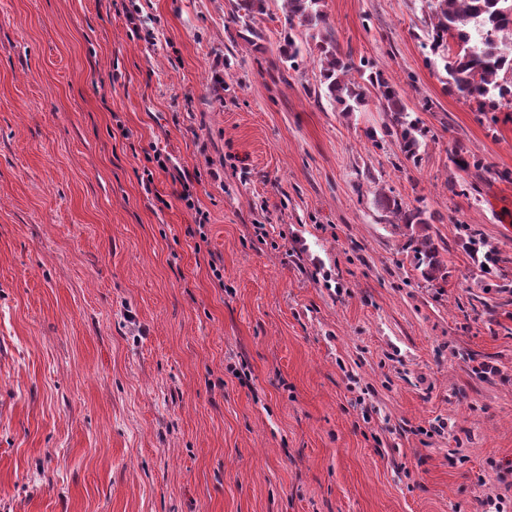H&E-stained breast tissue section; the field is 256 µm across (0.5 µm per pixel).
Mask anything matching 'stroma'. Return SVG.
Instances as JSON below:
<instances>
[{
  "instance_id": "35a3bbf8",
  "label": "stroma",
  "mask_w": 512,
  "mask_h": 512,
  "mask_svg": "<svg viewBox=\"0 0 512 512\" xmlns=\"http://www.w3.org/2000/svg\"><path fill=\"white\" fill-rule=\"evenodd\" d=\"M234 4L0 0V512H512V112L448 94L423 0H324L428 131L399 162L281 74L283 0L262 52ZM377 203L389 213L394 214L397 217L398 222L406 224L405 226H411L412 224H430V217H426V211L420 207L410 205L396 199V197H390L383 194ZM412 243H415L412 248L415 267L421 269V274L426 279H436V273H440L439 249L448 250V244L443 242L444 246L442 247L435 243L429 235H425L415 242L412 240Z\"/></svg>"
}]
</instances>
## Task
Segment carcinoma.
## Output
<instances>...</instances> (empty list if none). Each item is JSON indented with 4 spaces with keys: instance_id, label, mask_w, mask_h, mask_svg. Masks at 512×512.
<instances>
[{
    "instance_id": "cac0c4a2",
    "label": "carcinoma",
    "mask_w": 512,
    "mask_h": 512,
    "mask_svg": "<svg viewBox=\"0 0 512 512\" xmlns=\"http://www.w3.org/2000/svg\"><path fill=\"white\" fill-rule=\"evenodd\" d=\"M429 13L423 26L427 32L429 62L441 60L446 73L445 84L451 94L473 100L478 111L491 112L490 121L497 122L494 113L512 108V80L500 78L512 73V0H426ZM267 0H235L231 20L254 38L262 35L255 28L257 17L266 13ZM284 44L279 48V60L284 69L299 68L304 54H316L321 80L317 97L324 98L342 112H357L370 96H375L386 117L384 134L397 141L403 158L417 166L420 162L421 139L426 130L413 118L401 91L390 84L371 62L354 61L341 52L332 25L322 10V0H286ZM310 32L314 45L301 42L297 31ZM457 51L452 53L448 40ZM358 73L359 79L351 78ZM458 170L468 174L484 168L482 159L474 154H457ZM378 204L406 225L427 224L426 211L394 197L382 195ZM440 246L431 236L415 241L412 248L415 267L427 279H436L440 272Z\"/></svg>"
}]
</instances>
